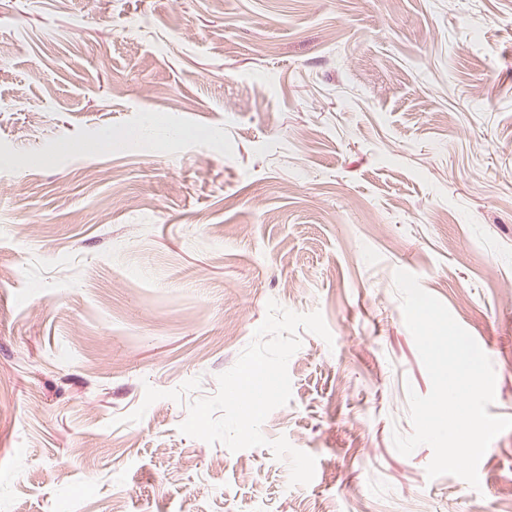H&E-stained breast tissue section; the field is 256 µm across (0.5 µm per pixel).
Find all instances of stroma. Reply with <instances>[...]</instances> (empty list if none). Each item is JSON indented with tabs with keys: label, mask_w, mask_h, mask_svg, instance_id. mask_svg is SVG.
Instances as JSON below:
<instances>
[{
	"label": "stroma",
	"mask_w": 512,
	"mask_h": 512,
	"mask_svg": "<svg viewBox=\"0 0 512 512\" xmlns=\"http://www.w3.org/2000/svg\"><path fill=\"white\" fill-rule=\"evenodd\" d=\"M416 275L512 417V0H0V512H512L428 479ZM300 331L262 425L182 434L268 301Z\"/></svg>",
	"instance_id": "stroma-1"
}]
</instances>
